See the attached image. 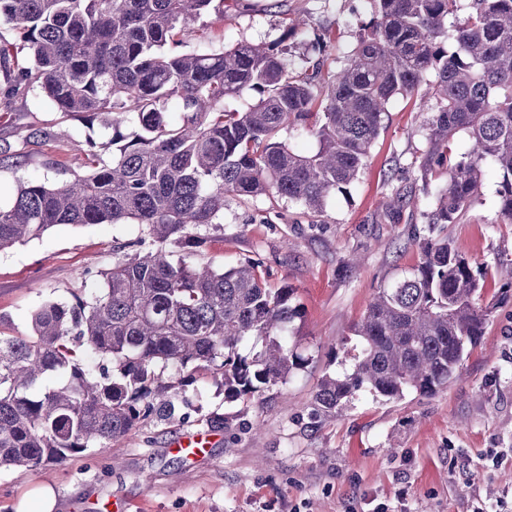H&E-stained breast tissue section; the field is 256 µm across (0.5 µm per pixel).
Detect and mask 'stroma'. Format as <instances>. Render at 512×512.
I'll return each instance as SVG.
<instances>
[{
	"mask_svg": "<svg viewBox=\"0 0 512 512\" xmlns=\"http://www.w3.org/2000/svg\"><path fill=\"white\" fill-rule=\"evenodd\" d=\"M372 16L368 0H226L223 18L189 49L269 43L292 19L306 22V42L324 30L344 63ZM425 112L415 99L392 98L358 181L330 198L324 216L272 196L226 198L218 225L204 228L201 257L216 268L260 261L271 287L294 288L303 307L294 334L306 359L287 383L248 402L225 403L210 375L185 397L186 418L147 420L117 441V461L93 449L61 464L0 471V512H473L512 489V300L496 297L512 259V224L498 219L499 178L486 172L482 196L446 233L471 262L484 266L485 302L497 308L460 379L432 396L411 392L388 401L362 390L316 428L307 413L333 361L331 348L363 316L378 288L418 262L415 237L446 179L421 175ZM108 143L110 129L57 111L39 91L0 111V204L20 180L54 183L86 174V139ZM418 205L399 223L385 216L394 189ZM144 235L139 224L58 225L41 238L0 252V325L29 334L44 300H72L101 286L100 271L119 249ZM202 436L191 454L183 437Z\"/></svg>",
	"mask_w": 512,
	"mask_h": 512,
	"instance_id": "1",
	"label": "stroma"
}]
</instances>
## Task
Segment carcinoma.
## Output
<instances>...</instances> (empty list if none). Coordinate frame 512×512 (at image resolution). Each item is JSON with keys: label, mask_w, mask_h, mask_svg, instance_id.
Segmentation results:
<instances>
[{"label": "carcinoma", "mask_w": 512, "mask_h": 512, "mask_svg": "<svg viewBox=\"0 0 512 512\" xmlns=\"http://www.w3.org/2000/svg\"><path fill=\"white\" fill-rule=\"evenodd\" d=\"M370 3L372 18L332 74L333 32L312 44L318 56L296 55V23L267 45L183 50L191 24L212 8L224 14V0H0V25L22 35L19 46L0 35L5 93L36 87L60 112L89 123L103 116L117 147L105 159L88 140L89 174L20 183L12 205L0 206V252L59 224L146 229L135 253L102 272L97 292L44 301L27 336L0 327V470L110 452L141 422L178 415L168 391L200 371L231 403L301 368L295 289L268 287L257 261L200 262L198 230L215 224L230 196L271 194L322 215L357 181L397 94L429 110L421 177L438 167L447 181L426 213L419 264L378 289L342 339L340 365L351 368L322 376L310 424L361 389L394 401L432 396L458 377L496 304L482 303L483 269L442 232L479 199L487 166L499 177L500 223L512 224V0ZM252 90L262 97L245 111L224 109V99ZM172 99L178 125L167 118ZM284 128L317 149L297 151L280 139ZM459 133L467 143L455 154ZM413 206L399 189L385 202L393 214Z\"/></svg>", "instance_id": "1"}]
</instances>
